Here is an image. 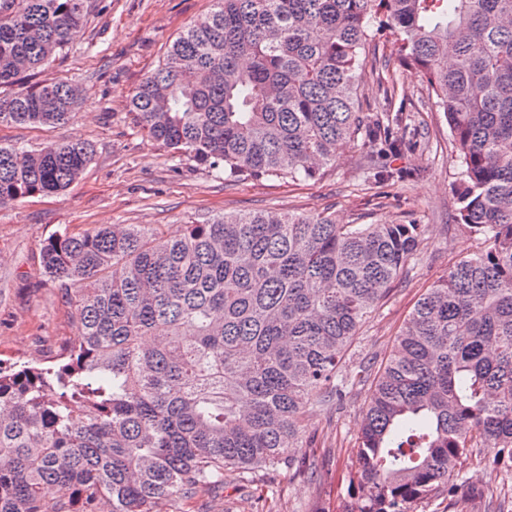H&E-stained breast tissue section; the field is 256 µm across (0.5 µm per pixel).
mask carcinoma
I'll list each match as a JSON object with an SVG mask.
<instances>
[{
	"instance_id": "carcinoma-1",
	"label": "carcinoma",
	"mask_w": 512,
	"mask_h": 512,
	"mask_svg": "<svg viewBox=\"0 0 512 512\" xmlns=\"http://www.w3.org/2000/svg\"><path fill=\"white\" fill-rule=\"evenodd\" d=\"M212 3L131 93L149 136L227 183L313 179L359 139L389 177L415 129L357 110L376 21L444 114L462 167L456 227L484 248L421 295L372 377L340 361L420 249V224L253 211L174 238L140 224L49 238L42 269L75 286L81 339L48 366L0 365V512H154L220 488L226 468L301 472L306 408L343 404L357 381L372 392L341 512L457 501L484 452L512 480V0ZM90 10L0 0V87L45 72ZM81 96L46 77L0 96V125L63 126ZM92 155L78 140L0 144V207L63 191Z\"/></svg>"
}]
</instances>
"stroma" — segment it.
Segmentation results:
<instances>
[{
  "label": "stroma",
  "instance_id": "1",
  "mask_svg": "<svg viewBox=\"0 0 512 512\" xmlns=\"http://www.w3.org/2000/svg\"><path fill=\"white\" fill-rule=\"evenodd\" d=\"M210 7L211 0H93L80 38L49 71L85 92L68 125L0 126V143L36 148L65 137L94 148L92 162L66 191L0 208L1 362L47 364L78 340L69 292L42 273V245L59 233L148 224L167 238L219 214L256 210L323 213L340 224L426 225L406 276L369 314L347 351V368L384 363L420 295L482 248L481 239L453 227L461 167L448 124L418 71L385 69V61H397L400 53L386 30L376 33L362 55L358 105L378 118L410 114L417 142L390 160L410 179L382 187L371 182L366 148L359 143L340 146L335 165L323 174L294 182L263 178L228 185L209 168L171 157L139 126L129 97L176 35ZM390 82L395 91L389 95ZM370 393L365 383L341 406L308 408L302 424L316 440L309 470L259 469L254 478L267 487L260 495L242 473L229 469L218 492L199 493L186 505L163 503L161 512H337L357 468L354 447ZM462 476L478 498L453 506L438 499L425 512H487V493L512 496V483L491 461L468 466Z\"/></svg>",
  "mask_w": 512,
  "mask_h": 512
}]
</instances>
